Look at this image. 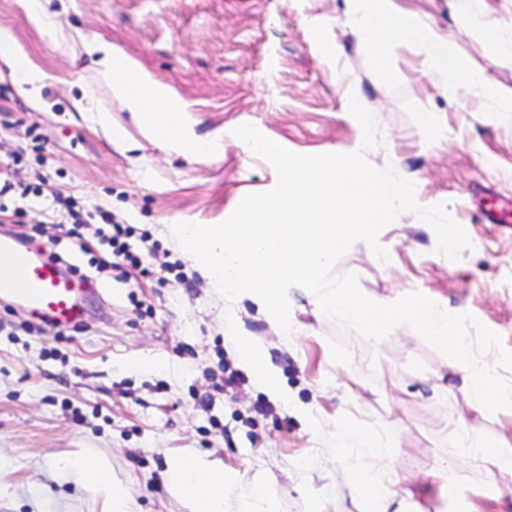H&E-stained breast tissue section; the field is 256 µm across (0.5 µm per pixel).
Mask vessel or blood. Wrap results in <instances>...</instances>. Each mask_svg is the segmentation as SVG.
Here are the masks:
<instances>
[{
  "mask_svg": "<svg viewBox=\"0 0 512 512\" xmlns=\"http://www.w3.org/2000/svg\"><path fill=\"white\" fill-rule=\"evenodd\" d=\"M491 224H511L512 204L489 193L480 206ZM86 282L47 253L22 247L11 234L0 235V301L17 303L35 322L66 328L83 321Z\"/></svg>",
  "mask_w": 512,
  "mask_h": 512,
  "instance_id": "obj_1",
  "label": "vessel or blood"
}]
</instances>
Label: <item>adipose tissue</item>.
<instances>
[{
  "label": "adipose tissue",
  "instance_id": "adipose-tissue-1",
  "mask_svg": "<svg viewBox=\"0 0 512 512\" xmlns=\"http://www.w3.org/2000/svg\"><path fill=\"white\" fill-rule=\"evenodd\" d=\"M348 13L356 35L376 66L388 61L395 46L417 45L423 51L422 72L448 86L460 104L479 99L486 111L512 117V86L491 81L484 72L467 67L449 45L447 34L432 19L413 17L398 0H348ZM13 43L11 32L1 27L0 59L9 66L19 90L30 100H37L45 76ZM82 49L95 58L100 76L127 104L137 124L179 155L197 158L208 153V141L189 131L187 108L172 89L110 43L88 38ZM457 427L463 446L473 448V460L489 475L512 473V436L500 437L494 447L478 449L468 433L467 421L458 419ZM333 444L341 451L358 449L367 459L366 464L353 471L359 512H404L410 492L392 490L388 473L375 465L376 460L396 447L394 437L374 429L340 425L333 433ZM61 465L78 474L88 494L104 496V512H130L124 487L115 481L111 468L101 458L84 455L62 460ZM169 480L176 492L190 501L192 512H224L227 478L223 468L183 455L171 464ZM425 480L445 512H473L468 495L459 487L450 467L433 468Z\"/></svg>",
  "mask_w": 512,
  "mask_h": 512
}]
</instances>
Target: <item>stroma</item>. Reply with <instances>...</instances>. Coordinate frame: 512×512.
Wrapping results in <instances>:
<instances>
[{"label":"stroma","instance_id":"1","mask_svg":"<svg viewBox=\"0 0 512 512\" xmlns=\"http://www.w3.org/2000/svg\"><path fill=\"white\" fill-rule=\"evenodd\" d=\"M432 15L455 53L474 70L512 85V56L494 57L471 26L470 0H406ZM67 39L33 25L24 0H0V27L47 75L43 107H32L0 61V160L21 153L9 178L26 196L0 198L9 215L0 232L26 234L33 248L54 251L88 275L87 313L59 332L0 302V512H102L59 459L103 454L126 488L133 512H189L164 473L182 454L223 464L226 512L261 486L280 512H310L313 496L349 497L352 486L321 440L336 418L383 428L398 442L387 460L426 512L440 503L420 482L436 465L451 467L472 489L476 512H512V476L490 477L463 457L452 423L467 415L484 445L512 432V422L470 412L463 374L409 325L372 342L319 313L291 289L293 333L281 337L250 303L230 308L208 288L165 233L170 224H219L249 193L277 182L273 166L247 155L232 131L255 125L301 154L362 149L363 130L350 100L371 110L380 143L365 151L378 169L414 179L419 204H445L469 239L451 260L436 251L433 228L406 212L379 234L388 260L354 242L331 269L355 275L369 298L419 292L468 313L512 351V227L483 223L476 195L490 188L512 200V122L490 119L480 101L458 107L445 87L421 76L420 48L397 46L376 68L347 23L346 0H67L59 12ZM108 41L136 60L188 105L191 130L211 152L186 160L154 142L96 77L81 39ZM126 134L118 151L76 107L83 87ZM436 113L431 134L418 116ZM57 188L92 214L109 213L132 229L131 243L152 277L118 282L98 271L109 247L92 239L83 251L47 223L48 193ZM266 349L288 390L272 400L238 363L224 321ZM236 387L224 386L225 371ZM448 385L440 398L425 376ZM307 406L319 426L295 411ZM497 482L502 501L484 497Z\"/></svg>","mask_w":512,"mask_h":512}]
</instances>
